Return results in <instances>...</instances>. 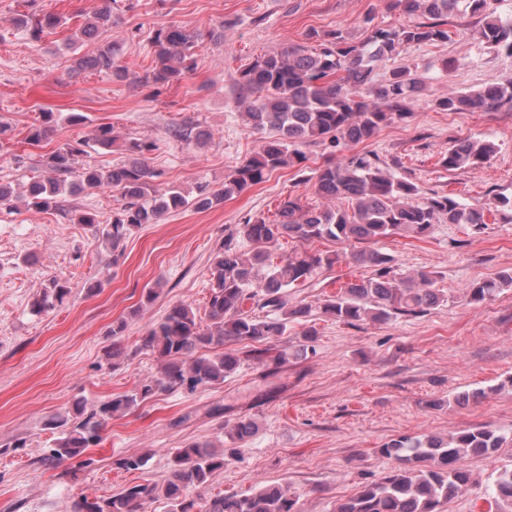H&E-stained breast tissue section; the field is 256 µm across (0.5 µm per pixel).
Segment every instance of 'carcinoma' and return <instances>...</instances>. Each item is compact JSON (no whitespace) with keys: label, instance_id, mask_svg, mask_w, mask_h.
I'll list each match as a JSON object with an SVG mask.
<instances>
[{"label":"carcinoma","instance_id":"1","mask_svg":"<svg viewBox=\"0 0 512 512\" xmlns=\"http://www.w3.org/2000/svg\"><path fill=\"white\" fill-rule=\"evenodd\" d=\"M392 7L419 13L424 21L399 29L373 28L359 43L349 41L340 31H331L317 40L318 49L291 45L282 51L256 59L239 73L240 102L246 105L247 125L268 130L272 135L262 149L239 162L224 185L211 191L198 187L190 197L182 191L156 188L160 173L148 165L147 154L154 150L148 140L123 144L133 158L104 171L77 168L76 157L84 153L87 141L66 142L48 156L46 167L52 176L29 184V206L39 212L58 207L67 192L91 191L109 185L122 199L113 212L112 222L101 231L102 240L117 250L127 234L143 224H154L163 215L193 206L206 209L264 182L266 176L286 166L307 161L302 146L322 144L334 154L352 144L375 137L382 126L413 116L406 102L418 90V82L408 71L395 69L383 81H376V63L390 59L405 45L448 39L443 21L457 13L482 17L481 37L490 47L512 58V17L504 19L491 9V0H392ZM62 25L56 14H45L35 21L33 33L54 30ZM112 31L110 0L70 38H92L98 31ZM200 33L171 27L153 39V67L145 82L168 85L195 68L192 49ZM76 68L108 71L115 81L127 78V67L112 42L97 53L80 57ZM383 106L371 104L368 96ZM512 106V77L473 93L450 92L438 100L448 112L493 111ZM54 113H43L42 125L29 130L27 141L38 146L51 131ZM119 136L109 124L97 126L93 142L103 148L117 144ZM490 142L458 140L442 158L450 171L476 168L494 154ZM316 193L325 200L308 207L296 198L288 199L273 220L247 221L237 234L251 243L241 251L226 243L216 252L210 267V293L207 299L209 324L201 325L189 303L180 302L148 330L142 346L158 354L160 377L141 383L136 389L101 402L85 412L84 402L52 415L45 423L57 434L53 446L42 457V464L54 467L64 460L87 468L94 463L83 458L87 448L97 444L107 421L129 413L139 403L158 393L182 389L194 393L224 382L237 372L241 360L232 352L218 351L229 340L264 342L281 336L288 323L307 316L306 306L288 305V288L301 284L322 267L338 261L336 254L295 250L275 261L269 247L281 238L299 242L315 239L366 242L399 235L425 237L437 223L468 224L478 230L486 224L488 208L446 195L425 196L414 182L395 176L371 153H354L340 161L328 159L316 171ZM349 207L343 208L342 201ZM362 265L373 268L367 279L350 282L324 300V313L339 322H383L402 314H419L437 305L442 295L434 288L432 272H416L405 277L392 275L391 259L377 250L355 255ZM512 288V271L477 283L466 289L474 302L490 299ZM68 282L52 278L32 302V311L53 310L69 294ZM258 298L260 308L280 313L277 319H261L244 308ZM256 430L252 419L240 418L231 427L236 440L244 441ZM506 438L491 427L461 430L436 437H403L381 449L395 458L400 467L380 481L371 483L355 497L339 504L336 512H441L442 506L470 482L461 461L467 456L492 457L503 448ZM238 449L217 454L207 446L191 444L176 448L171 456L169 478L162 484L146 480L125 487L106 499L83 498L74 512H145L154 502L164 500L168 512H296V500L289 490L266 486L250 494H218L204 503L189 497L193 488L204 486L210 477ZM148 456L125 455L114 465L126 471L143 469ZM494 498L512 502V469L502 471L493 485Z\"/></svg>","mask_w":512,"mask_h":512}]
</instances>
